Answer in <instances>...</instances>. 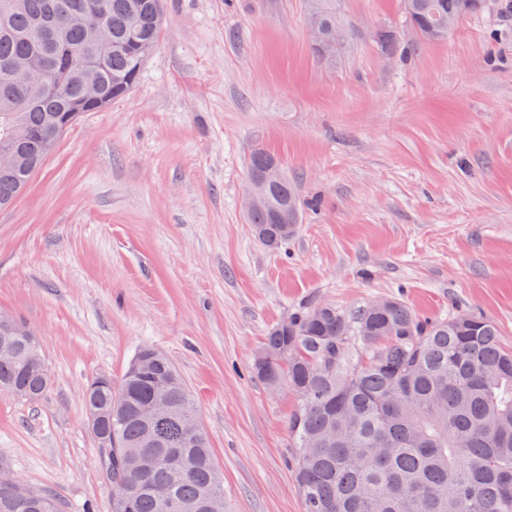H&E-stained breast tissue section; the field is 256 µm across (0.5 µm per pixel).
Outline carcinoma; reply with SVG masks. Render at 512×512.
<instances>
[{
    "label": "carcinoma",
    "mask_w": 512,
    "mask_h": 512,
    "mask_svg": "<svg viewBox=\"0 0 512 512\" xmlns=\"http://www.w3.org/2000/svg\"><path fill=\"white\" fill-rule=\"evenodd\" d=\"M92 0H0V207L9 205L45 162L44 143L64 133L82 111L128 95L155 49L165 0H97L107 39L84 22ZM336 63V28H346L336 0H305ZM408 23L429 29L471 15L470 0H403ZM380 49L398 54L393 31L373 32ZM275 157L249 158V173ZM304 203L288 175L269 201L247 214L255 237L276 248L293 234ZM13 346L0 355V393L19 399L41 389L49 370L29 336L0 335ZM253 369L272 392L288 386L297 403L288 419L303 512H512V348L491 320L468 313L421 319L400 299L372 302L351 316L329 303L300 308L267 332ZM93 377L87 415L110 438L101 449L103 481L131 492L112 512H209L224 499V474L202 430L183 440L197 417L170 359L145 346L119 385ZM161 399L172 408L163 436L149 421ZM18 503L0 486V512H64L43 492Z\"/></svg>",
    "instance_id": "1"
}]
</instances>
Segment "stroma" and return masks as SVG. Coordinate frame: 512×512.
Masks as SVG:
<instances>
[{"label": "stroma", "instance_id": "stroma-1", "mask_svg": "<svg viewBox=\"0 0 512 512\" xmlns=\"http://www.w3.org/2000/svg\"><path fill=\"white\" fill-rule=\"evenodd\" d=\"M355 28L313 56L303 0H166L132 92L85 113L0 208V313L37 333L46 396L0 394V462L66 512H109L83 391L150 345L174 363L224 474V512H303L288 414L251 372L268 330L319 302L470 312L512 345V20L446 40L400 0H338ZM391 26L406 57L370 39ZM282 164L306 210L271 250L245 219L248 160Z\"/></svg>", "mask_w": 512, "mask_h": 512}]
</instances>
